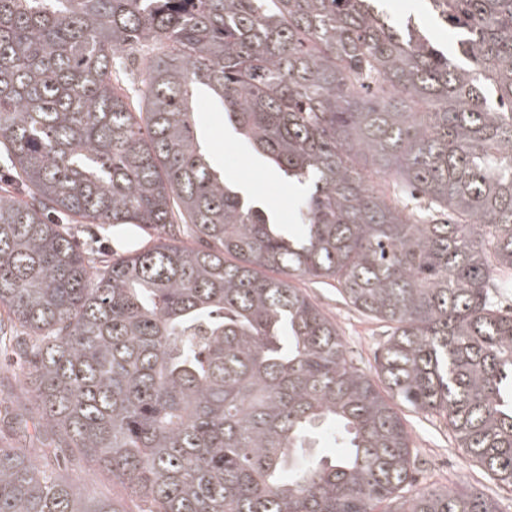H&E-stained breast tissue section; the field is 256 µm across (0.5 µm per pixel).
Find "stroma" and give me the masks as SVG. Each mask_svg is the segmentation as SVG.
<instances>
[{
    "instance_id": "1",
    "label": "stroma",
    "mask_w": 512,
    "mask_h": 512,
    "mask_svg": "<svg viewBox=\"0 0 512 512\" xmlns=\"http://www.w3.org/2000/svg\"><path fill=\"white\" fill-rule=\"evenodd\" d=\"M383 9L395 21L413 18L425 26L433 43L448 48L451 31L447 25L432 19L429 0H383ZM197 117L213 165L221 169L226 178L237 183L250 198L271 205L285 231L298 232L299 187L288 182L277 169L268 167L242 144L225 125L223 112L215 109L209 100H200ZM66 230L91 258L109 254L126 256L132 248H147L157 240L149 229L138 231L131 247L113 244L111 230L102 224H70ZM297 286L336 323L354 365L365 373H373L375 355L390 333L387 325L356 310L335 286L317 279L299 280ZM23 383L24 377L17 366L0 368V437L9 438L14 445L25 448L29 445L28 440L13 431L16 420L31 410L27 396L20 391ZM395 409L410 435L415 460V481L404 490V497L465 485L496 502L498 512H512V488L503 486L458 447L445 419L418 413L402 402L397 403ZM62 473L85 495L107 497L118 502L124 499V492L120 485L113 483L111 473L89 468L79 453L68 454Z\"/></svg>"
}]
</instances>
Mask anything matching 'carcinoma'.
<instances>
[{"mask_svg": "<svg viewBox=\"0 0 512 512\" xmlns=\"http://www.w3.org/2000/svg\"><path fill=\"white\" fill-rule=\"evenodd\" d=\"M380 2L0 0V351L24 336L52 434L0 444V512H126L55 475L64 448L137 512H497L401 496L392 400L512 487V0H430L452 52ZM138 46L143 112L115 66ZM202 96L302 189L301 234L211 164ZM49 212L159 243L87 259ZM301 278L389 324L386 394ZM330 425L343 453L307 452Z\"/></svg>", "mask_w": 512, "mask_h": 512, "instance_id": "obj_1", "label": "carcinoma"}]
</instances>
